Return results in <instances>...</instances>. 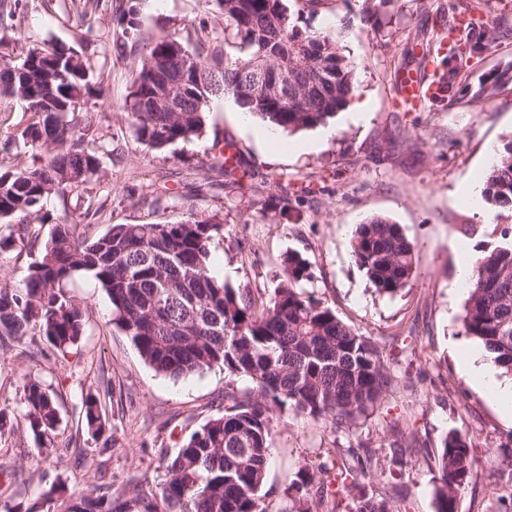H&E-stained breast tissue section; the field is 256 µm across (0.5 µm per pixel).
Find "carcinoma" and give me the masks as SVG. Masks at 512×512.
<instances>
[{
	"mask_svg": "<svg viewBox=\"0 0 512 512\" xmlns=\"http://www.w3.org/2000/svg\"><path fill=\"white\" fill-rule=\"evenodd\" d=\"M224 14L235 58L207 63L172 35L156 39L133 77L123 109L138 139L162 149L200 137L211 101L230 95L249 114L281 131L324 125L352 100L355 67L330 37L298 28L282 0H215ZM121 36L139 34L138 8L120 9ZM495 37L456 41L448 59L446 95H456L457 64L472 52L494 53ZM19 61L0 67V95L26 104L38 120L7 144L44 150L40 165L0 170V250L28 252L48 217L41 202L54 193H74L101 169L97 134L83 114L93 95V67L72 50H20ZM184 80L180 112H156L154 98L165 82ZM275 93H257L260 85ZM214 167L225 177L239 163L233 141L213 143ZM482 199L512 213V135L496 149L484 176ZM17 218L16 224L8 222ZM78 224H56L22 282L0 284V337H43L66 349L83 335L86 312L67 293L78 274L92 276L112 305V324L129 337L155 372L180 378L219 368L248 380L252 388L224 390V413L191 432L174 452L163 454L164 478L127 482L117 493L101 488L65 494L51 485L43 493L46 512H265L262 489L271 456L270 430L290 411L323 423L334 433L351 431L382 409L393 378L378 345L345 324L324 303L305 296L308 263L297 252L284 258V278L257 302L247 288H232L212 274L210 247L224 225L208 220L112 224L92 239ZM475 256L461 314L465 335L480 343L503 376H512V228ZM356 264L382 295L405 288L415 273V245L400 225L381 216L358 225L352 239ZM26 429L51 458V434L60 414L54 395L37 380L23 386ZM81 420L93 440L106 432L99 397L82 398ZM388 472L394 479L423 444L415 431L390 422ZM474 441L457 432L441 440L437 455V512H455L458 493L474 470ZM331 463L302 469L292 486L315 509L340 512L339 497L373 467L375 451L332 448ZM351 512H397L386 494H362Z\"/></svg>",
	"mask_w": 512,
	"mask_h": 512,
	"instance_id": "obj_1",
	"label": "carcinoma"
}]
</instances>
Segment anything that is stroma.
<instances>
[{"instance_id": "1", "label": "stroma", "mask_w": 512, "mask_h": 512, "mask_svg": "<svg viewBox=\"0 0 512 512\" xmlns=\"http://www.w3.org/2000/svg\"><path fill=\"white\" fill-rule=\"evenodd\" d=\"M122 0H0L10 25L6 42L29 48L64 45L94 64L103 94L88 101L105 149L102 169L79 193L51 195L44 210L50 224L76 221L92 211L80 235L103 234L111 224L179 222L195 218L223 224L211 245V261L224 265V281L265 294L278 283L286 253L309 264L307 296L331 307L352 328L371 336L394 377L385 412L353 431L334 433L323 424L288 413L271 428V457L264 483L265 512H290L286 489L300 468L325 460L330 448L378 449L391 440L397 419L429 441L436 453L451 431L471 436L477 464L457 497V512H497L512 502V482L487 461L488 448L512 445V420L502 416L459 369L454 344L468 343L460 314L465 295L452 294L456 277L454 242L472 251L495 244L497 211L460 203L457 189L471 174L487 170L491 149L512 134V0H483L486 34L499 50L468 60L457 77L453 100L413 112L397 109L399 70H417V40L440 35L453 25L469 0H386L376 9L364 0H283L301 29L336 39L354 62L358 97L371 111L356 124L341 111L327 127L260 139L263 123L244 118L233 97L214 99L202 137L156 150L138 140L122 104L148 44L172 33L203 58L226 52L224 15L215 0H142L140 35L116 40L113 18ZM493 87V95L483 86ZM33 120L23 102L0 96V168L34 163L31 149L8 150V136ZM233 141L242 175L220 176L212 163L214 139ZM314 142L295 153L291 143ZM266 210H258L257 201ZM383 215L400 224L416 244V275L395 295L375 292L350 252L357 224ZM68 289L86 310V330L61 351L42 338H0V409L19 415L27 380L53 393L60 422L52 442L57 458L44 459L24 427L0 431V500L19 512H46L42 493L50 485L68 490L108 486L119 490L134 478L150 483L164 476L163 451L224 410V389L248 391L247 380L219 369L173 380L144 363L129 338L111 322L112 305L88 275ZM95 392L112 434L109 443L92 440L79 421L81 397ZM387 463L360 479L352 496L374 489L403 503L407 512H437L434 467L412 463L400 480L388 477Z\"/></svg>"}]
</instances>
